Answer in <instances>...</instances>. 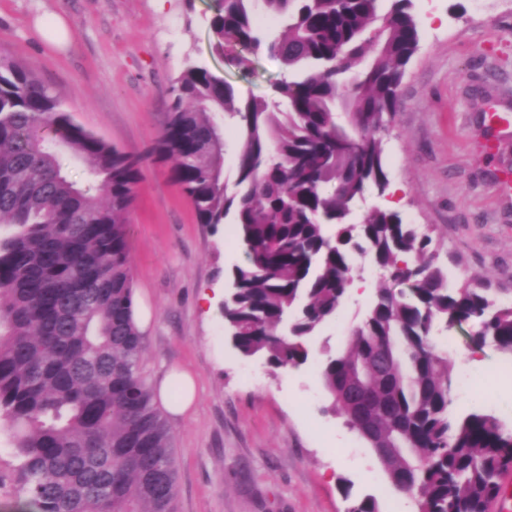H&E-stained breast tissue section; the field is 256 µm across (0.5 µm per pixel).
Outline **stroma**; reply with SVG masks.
<instances>
[{
  "mask_svg": "<svg viewBox=\"0 0 512 512\" xmlns=\"http://www.w3.org/2000/svg\"><path fill=\"white\" fill-rule=\"evenodd\" d=\"M211 0H0V55L25 66L61 97L75 123L142 159L129 215L142 372L159 385L190 373L196 399L169 417L177 512H348L375 496L388 512L400 495L371 448L329 412L321 378L327 354L344 353L369 298H346L336 321L314 336L306 363L275 368L238 355L224 335L225 271L243 254L232 225L199 223L168 164L150 151L168 88L187 63L206 66L237 97L266 96L285 71L266 51L247 67L212 48ZM420 42L407 64L384 139L389 183L401 187L404 223L428 224L448 281L475 278L512 297V0H412ZM62 19L64 46L37 20ZM465 323L434 335L455 372L472 359L493 372L506 358L476 346ZM451 410H479L512 425V382L490 397L454 395ZM13 444L0 427V512H20Z\"/></svg>",
  "mask_w": 512,
  "mask_h": 512,
  "instance_id": "1",
  "label": "stroma"
}]
</instances>
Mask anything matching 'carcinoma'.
I'll return each mask as SVG.
<instances>
[{
	"label": "carcinoma",
	"mask_w": 512,
	"mask_h": 512,
	"mask_svg": "<svg viewBox=\"0 0 512 512\" xmlns=\"http://www.w3.org/2000/svg\"><path fill=\"white\" fill-rule=\"evenodd\" d=\"M384 2L214 0L215 52L241 66L264 49L288 77L270 97L240 99L186 66L153 153L173 161L199 223L232 221L244 262L222 315L238 353L275 368L306 361L304 339L336 318L354 257L386 272L349 350L323 367L330 407L359 433L361 409L342 393L359 383L371 394L368 447L417 512H490L512 469V429L491 413H452L453 366L431 335L471 322L475 343L512 358V300L448 287L427 224L387 209L345 222L369 187L389 186L383 135L419 44L412 0ZM227 127L238 140L232 192ZM63 150L87 183L69 177ZM140 177L139 158L0 57V224L13 227L0 237V420L28 512H176L172 433L141 372L133 316L128 214Z\"/></svg>",
	"instance_id": "carcinoma-1"
}]
</instances>
